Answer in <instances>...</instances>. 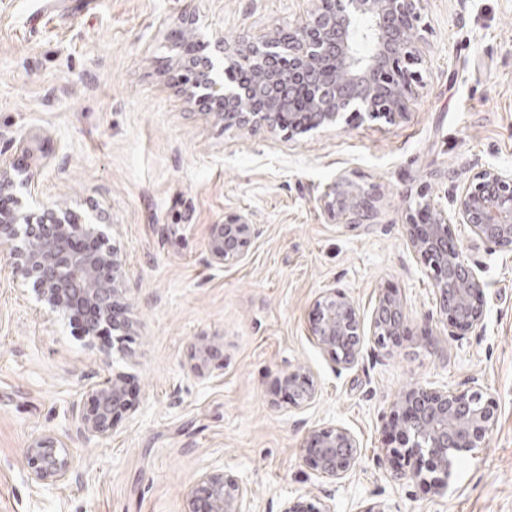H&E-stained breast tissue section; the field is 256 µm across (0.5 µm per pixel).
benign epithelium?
Here are the masks:
<instances>
[{"mask_svg": "<svg viewBox=\"0 0 512 512\" xmlns=\"http://www.w3.org/2000/svg\"><path fill=\"white\" fill-rule=\"evenodd\" d=\"M420 0H311L307 15L297 25L278 30L262 42L246 36L234 45L216 46L220 56L206 52L196 40L188 45V65L196 80L191 95L218 111L226 124L264 128L275 134L301 135L331 126L347 112L393 121L405 114L409 96L419 83L414 66L420 58ZM266 73V93L261 108L233 112L230 107L249 97L250 87L238 74ZM308 111L293 112L299 98ZM27 185L6 168H0V195H8L15 208L0 211V241L13 256L14 279L34 280L39 301L67 315L76 307L89 312L84 336L94 338L100 326L120 329L112 320L115 303L128 291L123 260L118 249L86 251L73 246V238L98 243L107 240L112 225L101 214L74 220L70 211L54 206L43 210L38 224L20 213L17 189ZM453 217L440 209L427 212L428 223L406 216L409 247L430 269L441 292L440 314L448 335L463 343L464 331L484 325L482 278L465 260L453 240L450 221L469 227L472 239L500 250H512V170L494 166L471 172L461 190L450 196ZM327 218L336 224H370L378 215L374 196L350 177L339 175L320 199ZM255 235L254 225L238 215L213 225L208 250L216 265L241 260ZM406 322L403 300L390 295L377 299L370 323L374 343L385 347ZM311 336L337 366L348 369L363 356L364 326L344 292L332 290L318 301V316ZM88 406L73 405L71 413L81 434L106 437L113 430V414L125 406L119 377L95 372L87 377ZM281 383L293 402L307 405L315 397L313 380L304 373L284 374ZM495 422V408L480 389L458 391L413 386L391 406L388 425L399 435V447L387 449L379 465L401 457L419 464L412 476L441 490L446 487L458 453L479 448ZM316 469L337 481L359 464V442L342 426L308 431L305 436ZM31 480L54 484L75 472L65 445L53 435L35 438L27 448ZM409 474L396 471L403 479ZM188 512H253L246 486L231 475L211 472L201 476L191 491ZM284 512H333L328 501L317 498L295 502Z\"/></svg>", "mask_w": 512, "mask_h": 512, "instance_id": "1", "label": "benign epithelium"}]
</instances>
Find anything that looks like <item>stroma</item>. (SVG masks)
Returning a JSON list of instances; mask_svg holds the SVG:
<instances>
[{
    "label": "stroma",
    "mask_w": 512,
    "mask_h": 512,
    "mask_svg": "<svg viewBox=\"0 0 512 512\" xmlns=\"http://www.w3.org/2000/svg\"><path fill=\"white\" fill-rule=\"evenodd\" d=\"M309 0H0V166L27 176L25 211H102L120 249L132 328L86 341L38 302L0 246V512H187L203 474L251 489L256 512L331 495L335 512H512V251L451 233L485 281V325L448 334L440 296L407 244L419 197L448 208L452 182L512 169V0H422V84L404 118L356 116L305 135L225 125L183 81L182 37L260 41L299 23ZM346 174L375 195V223L327 219L319 200ZM241 215L257 233L244 258L215 265L212 225ZM370 322L380 293L401 295L407 327L336 366L309 324L330 289ZM109 360L127 405L111 436L77 433L71 405ZM309 371L314 400L279 380ZM496 420L460 453L441 492L377 464L394 444L392 402L420 384L469 389ZM343 426L360 464L337 484L303 438ZM80 463L66 484L30 480L43 434Z\"/></svg>",
    "instance_id": "obj_1"
}]
</instances>
